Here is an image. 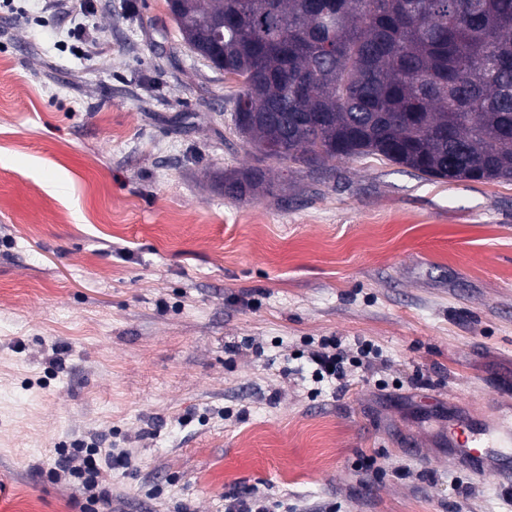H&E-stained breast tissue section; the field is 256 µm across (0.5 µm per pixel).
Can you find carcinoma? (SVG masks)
I'll return each instance as SVG.
<instances>
[{"label":"carcinoma","instance_id":"obj_1","mask_svg":"<svg viewBox=\"0 0 512 512\" xmlns=\"http://www.w3.org/2000/svg\"><path fill=\"white\" fill-rule=\"evenodd\" d=\"M235 77L231 122L266 159L374 157L428 180L512 182V0H168ZM232 196L273 193L261 168Z\"/></svg>","mask_w":512,"mask_h":512}]
</instances>
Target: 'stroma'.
<instances>
[{"label":"stroma","instance_id":"stroma-1","mask_svg":"<svg viewBox=\"0 0 512 512\" xmlns=\"http://www.w3.org/2000/svg\"><path fill=\"white\" fill-rule=\"evenodd\" d=\"M85 3L0 0V512H78L51 472L94 434L131 460L102 512H512L450 445L512 430V182L288 170L167 0ZM251 167L272 193L216 188ZM331 336L377 352L341 391ZM371 354H373V348L370 344H362L357 356L350 357L348 352L340 349L336 344V339L325 338L308 355L313 366L312 377L317 382L334 380L338 382L337 390L341 391L344 389V380L347 377V365L369 367ZM330 367H333L332 372H329ZM236 502L229 505V511L234 512H275L267 505V498L258 492H249L246 496L236 498Z\"/></svg>","mask_w":512,"mask_h":512}]
</instances>
